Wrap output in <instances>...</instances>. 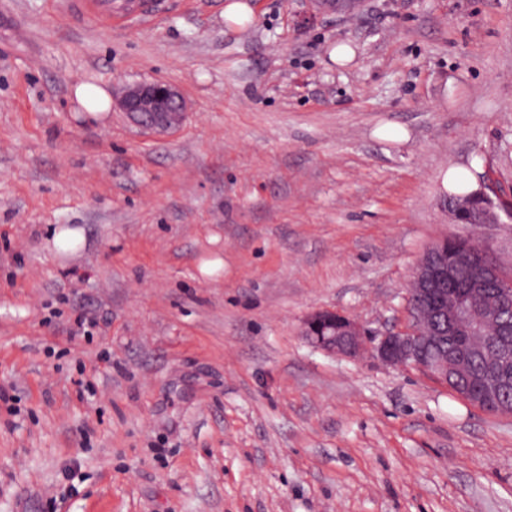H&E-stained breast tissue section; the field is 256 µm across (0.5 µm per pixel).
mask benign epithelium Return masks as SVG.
I'll return each mask as SVG.
<instances>
[{
	"label": "benign epithelium",
	"mask_w": 512,
	"mask_h": 512,
	"mask_svg": "<svg viewBox=\"0 0 512 512\" xmlns=\"http://www.w3.org/2000/svg\"><path fill=\"white\" fill-rule=\"evenodd\" d=\"M311 16L351 15L364 0H309ZM118 109L135 125L166 133L178 128L187 114L180 91L164 82H141L126 88ZM455 221L477 214V224H500L512 218V196L500 194L490 176L473 196L446 206ZM408 320L403 328L367 333L353 318L334 310H318L303 321V334L316 348L340 357L369 352L392 366H410L451 388L469 374L475 357L486 360L485 375L492 382L470 388L459 397L489 414H508L501 393L512 386V280L497 273L484 250L471 252L450 264L433 245L414 269L408 289ZM436 350L426 352L423 337Z\"/></svg>",
	"instance_id": "7a95c632"
}]
</instances>
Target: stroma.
Here are the masks:
<instances>
[{
  "label": "stroma",
  "mask_w": 512,
  "mask_h": 512,
  "mask_svg": "<svg viewBox=\"0 0 512 512\" xmlns=\"http://www.w3.org/2000/svg\"><path fill=\"white\" fill-rule=\"evenodd\" d=\"M226 2L105 30L0 0V512H512V415L301 333L401 328L447 235L512 272V222L442 209L477 159L512 186V0H249L231 28ZM155 79L171 134L73 94ZM253 19V9L250 4L242 0H232L224 6V22L239 26ZM365 0H309L311 16L333 13L351 15L358 11ZM74 96L92 119L101 118V114L109 112L112 106L110 95L100 86L81 83L74 88Z\"/></svg>",
  "instance_id": "35a3bbf8"
}]
</instances>
